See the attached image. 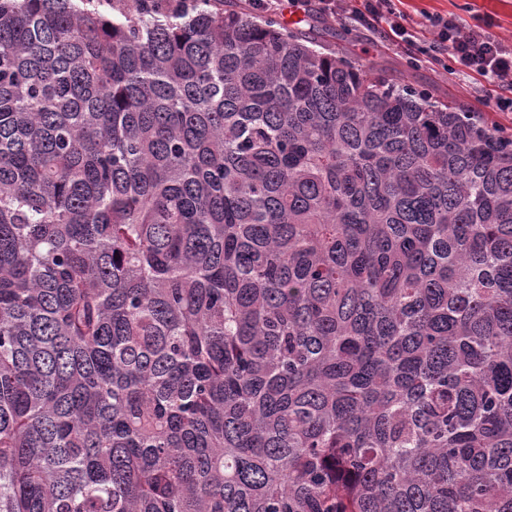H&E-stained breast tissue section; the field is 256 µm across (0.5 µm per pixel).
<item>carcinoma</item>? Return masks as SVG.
I'll return each mask as SVG.
<instances>
[{"mask_svg": "<svg viewBox=\"0 0 512 512\" xmlns=\"http://www.w3.org/2000/svg\"><path fill=\"white\" fill-rule=\"evenodd\" d=\"M237 0H0V512H512V137Z\"/></svg>", "mask_w": 512, "mask_h": 512, "instance_id": "carcinoma-1", "label": "carcinoma"}]
</instances>
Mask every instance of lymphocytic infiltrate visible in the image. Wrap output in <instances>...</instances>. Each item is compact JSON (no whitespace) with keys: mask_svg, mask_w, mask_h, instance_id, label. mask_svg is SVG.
<instances>
[{"mask_svg":"<svg viewBox=\"0 0 512 512\" xmlns=\"http://www.w3.org/2000/svg\"><path fill=\"white\" fill-rule=\"evenodd\" d=\"M313 3L321 14L382 35L405 53L434 60L449 56L456 74L512 89V46L492 32L488 21L470 25L448 13L426 15L433 31L432 41L426 44L401 10V0H250L253 10L269 15L287 7L304 11Z\"/></svg>","mask_w":512,"mask_h":512,"instance_id":"1","label":"lymphocytic infiltrate"}]
</instances>
